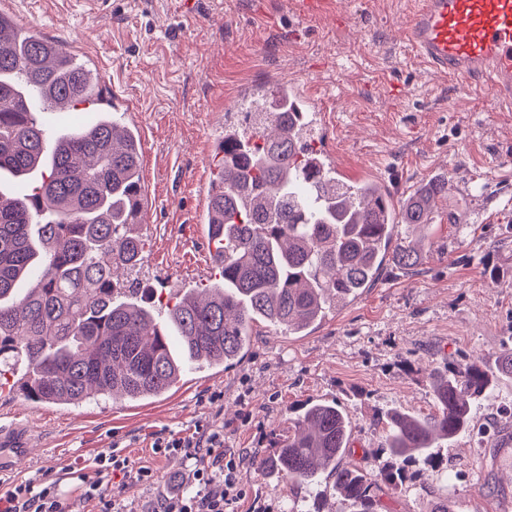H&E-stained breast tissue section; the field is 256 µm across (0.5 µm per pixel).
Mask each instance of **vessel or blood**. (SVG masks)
I'll return each instance as SVG.
<instances>
[{
    "instance_id": "vessel-or-blood-1",
    "label": "vessel or blood",
    "mask_w": 512,
    "mask_h": 512,
    "mask_svg": "<svg viewBox=\"0 0 512 512\" xmlns=\"http://www.w3.org/2000/svg\"><path fill=\"white\" fill-rule=\"evenodd\" d=\"M405 35L432 72L481 78L496 103L512 106V0H416ZM40 438L29 424L0 423V476Z\"/></svg>"
}]
</instances>
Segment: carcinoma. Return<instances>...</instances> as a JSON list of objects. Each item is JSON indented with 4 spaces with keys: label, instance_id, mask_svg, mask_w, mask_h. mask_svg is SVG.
Listing matches in <instances>:
<instances>
[{
    "label": "carcinoma",
    "instance_id": "cac0c4a2",
    "mask_svg": "<svg viewBox=\"0 0 512 512\" xmlns=\"http://www.w3.org/2000/svg\"><path fill=\"white\" fill-rule=\"evenodd\" d=\"M97 85L76 55L0 13V178L27 184L40 174L29 193L0 192V379L27 376L26 398L157 397L189 369L242 361L258 321L299 335L370 287L386 261L400 270L420 262L417 245H392L395 227L427 232L448 183L431 182L396 208L381 183L344 184L312 169L313 135L266 90L252 101L255 123L234 129V141L248 143L245 160L220 165L208 197L221 278L157 311L120 282L138 273L144 253L125 212L141 181L137 133L101 108L94 121L50 138L34 113L12 110L35 91L48 109L75 108ZM427 378L435 411H385L374 470L353 462L351 421L338 401L323 399L302 407L258 468L308 488L326 476L352 512H381V493L404 480L406 466L461 437L498 433L475 428L472 409L512 380V347L491 365L466 359Z\"/></svg>",
    "mask_w": 512,
    "mask_h": 512
}]
</instances>
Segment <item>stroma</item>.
Masks as SVG:
<instances>
[{
  "label": "stroma",
  "instance_id": "obj_1",
  "mask_svg": "<svg viewBox=\"0 0 512 512\" xmlns=\"http://www.w3.org/2000/svg\"><path fill=\"white\" fill-rule=\"evenodd\" d=\"M8 2L18 23L55 36L132 107L124 120L140 139L149 208L139 278L153 299L202 287L216 271L206 203L217 144L226 111L242 117L257 85L285 81L308 96L320 148L344 182L383 183L397 205L426 182L448 183L420 264L408 273L387 267L307 334L258 325L244 360L189 371L141 403L57 406L0 391V420L43 432L14 481L56 480L75 498L77 470L116 445L157 475L120 486L123 512H150L187 489L194 467L154 454L155 439L203 428L223 431L225 454L242 460L233 512H283L291 500L303 510L315 499L335 512L329 480L291 489L257 468L307 401L338 400L354 460L371 470L387 409L432 410L431 365L489 362L512 346V111L416 58L403 33L414 0H335L338 15L307 19L291 0H107L93 15L81 0ZM446 493L455 512H512V442L492 460L467 437L435 449L431 462L408 467L404 492L385 491L382 502L391 512H428Z\"/></svg>",
  "mask_w": 512,
  "mask_h": 512
}]
</instances>
